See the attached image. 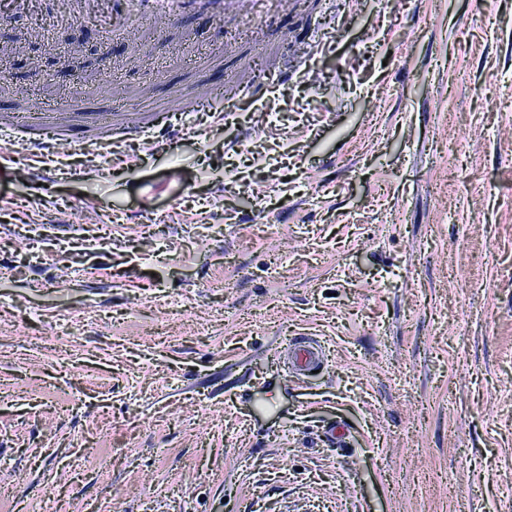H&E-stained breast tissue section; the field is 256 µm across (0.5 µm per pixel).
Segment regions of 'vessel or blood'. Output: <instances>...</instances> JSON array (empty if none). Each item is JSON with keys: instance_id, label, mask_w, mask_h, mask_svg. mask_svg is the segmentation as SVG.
Returning <instances> with one entry per match:
<instances>
[{"instance_id": "1", "label": "vessel or blood", "mask_w": 512, "mask_h": 512, "mask_svg": "<svg viewBox=\"0 0 512 512\" xmlns=\"http://www.w3.org/2000/svg\"><path fill=\"white\" fill-rule=\"evenodd\" d=\"M240 5V0H112V15L117 19L134 18L157 31L179 17L227 19L238 14ZM83 96V86L76 83L51 103L37 105L31 112L12 113L8 120L15 128L34 131L33 144L38 149L61 144L97 145L110 141L116 130L141 134L160 125V117L154 112L127 116L81 111ZM286 356L292 373L301 377L328 364L326 348L314 336L293 337Z\"/></svg>"}]
</instances>
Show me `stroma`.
I'll list each match as a JSON object with an SVG mask.
<instances>
[{"label":"stroma","instance_id":"35a3bbf8","mask_svg":"<svg viewBox=\"0 0 512 512\" xmlns=\"http://www.w3.org/2000/svg\"><path fill=\"white\" fill-rule=\"evenodd\" d=\"M109 18L0 20V116L288 83L89 168L0 132V512H512V0H258L140 61ZM288 368L297 377L322 369L328 365L324 344L316 336H295L286 350Z\"/></svg>","mask_w":512,"mask_h":512}]
</instances>
